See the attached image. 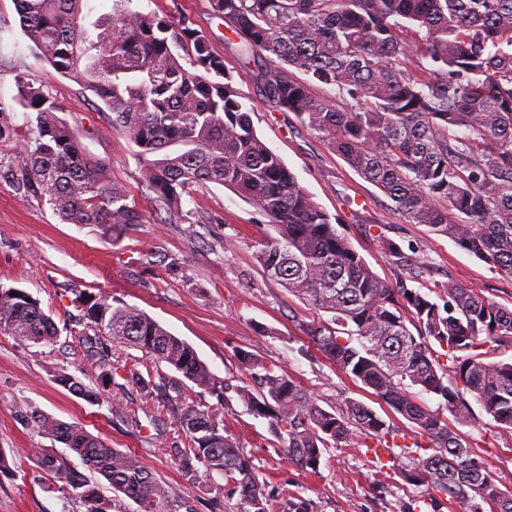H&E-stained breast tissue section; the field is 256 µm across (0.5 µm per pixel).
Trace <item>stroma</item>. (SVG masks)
<instances>
[{"label": "stroma", "instance_id": "1", "mask_svg": "<svg viewBox=\"0 0 512 512\" xmlns=\"http://www.w3.org/2000/svg\"><path fill=\"white\" fill-rule=\"evenodd\" d=\"M133 6L163 17H190L213 52L223 56L236 87L255 104L252 119L258 135L299 185L339 219L342 232L382 279L396 285L403 273L382 248L390 239L408 249L410 258L425 261L428 279L451 278L512 306V280L426 225L408 223L322 138L294 116L262 103L254 66L238 56L235 39L214 16L210 0H134ZM21 74L64 107L65 119L88 151L106 162L113 181L126 188L143 222L114 239L94 225L63 223L49 206L22 202L8 184L0 183V284L38 298L59 330L56 342L41 345L0 332V451L19 461L16 472L0 473V512H83L67 495L46 489L50 478L38 456L48 447L61 456L67 450L27 423L24 413L33 408L81 424L111 447L135 452L158 481L173 491L191 492L198 512H234L235 501L225 496L222 476L189 478L167 453L183 440L176 414L186 400L223 419L270 488L303 497L309 512H402L409 503L416 512H431L426 486L410 485L404 477L430 447V439L393 416L309 343L303 324L325 314L263 273L257 252L273 233L267 218L232 190L210 185L194 188L184 206L219 214L222 223L168 221L141 185L134 143L113 130L109 112L91 91L37 59L13 0H0V101L14 103ZM74 288L120 299L185 340L225 385L223 399L184 379L180 396L165 399L158 421H151L141 410L144 392L128 372L134 368L169 377L173 371L138 349L119 345L112 348L118 367L112 392L122 399L123 412H113L110 398L91 404L60 386L56 374L63 369L88 386L96 384L84 344L69 333ZM242 350L297 380L323 408L342 407L350 398L372 407L393 422L395 447L378 458L366 447L342 446L325 454L318 472L295 466L277 447L267 420L247 411L236 393L247 380L238 359ZM472 412L470 422L455 420L452 428L499 483L512 487V434L500 430L480 406Z\"/></svg>", "mask_w": 512, "mask_h": 512}]
</instances>
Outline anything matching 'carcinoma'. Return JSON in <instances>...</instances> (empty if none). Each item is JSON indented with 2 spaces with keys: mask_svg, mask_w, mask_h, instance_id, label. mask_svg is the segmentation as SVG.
<instances>
[{
  "mask_svg": "<svg viewBox=\"0 0 512 512\" xmlns=\"http://www.w3.org/2000/svg\"><path fill=\"white\" fill-rule=\"evenodd\" d=\"M132 2L112 0L111 11L97 16L89 0H15V7L37 57L92 91L112 114V128L138 148L142 186L171 221L217 223L212 213L183 208L190 190L208 184L232 189L268 219L276 236L257 253L262 271L331 314L303 326L314 348L433 442L407 476L436 492L433 512L454 501L472 504L473 512L484 504L512 512V493L415 395L436 396L466 420L469 393L512 431V362L497 359L500 348L512 347V308L451 278L433 282L437 301L408 287L424 263L405 260L392 240L383 249L404 260L403 280L393 286L379 277L338 230L339 220L257 134L254 107L191 20L145 13ZM211 7L241 58L256 67L263 101L326 141L409 223L428 226L512 279V0H211ZM314 86L336 102L315 95ZM18 87L17 103L30 117L19 125L13 107L0 102V142L13 144L0 153V182L25 202L49 204L67 224L116 236L143 223L106 164L59 116L56 99L23 75ZM71 293L80 314L70 332L85 337L99 373L94 389L63 371L62 387L91 404L110 391L105 336L223 397L195 349L159 322L111 296ZM0 331L34 345L58 336L38 299L3 285ZM241 364L258 388L241 387L239 398L268 419L279 448L302 469L318 472L332 447L361 441L383 448L393 432L361 401L329 411L253 355L241 354ZM26 420L69 451L44 453L39 462L84 512H112V500L73 458L132 500L136 512H195L190 493L160 483L135 453L38 410ZM177 422L185 447L170 449L171 456L188 470L195 460L222 475L236 512H269V485L224 420L191 402Z\"/></svg>",
  "mask_w": 512,
  "mask_h": 512,
  "instance_id": "obj_1",
  "label": "carcinoma"
}]
</instances>
